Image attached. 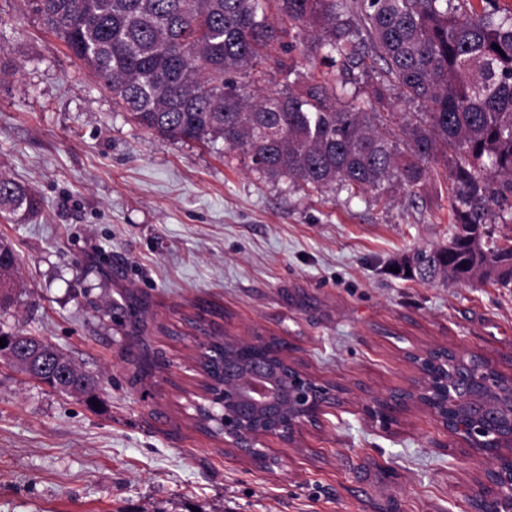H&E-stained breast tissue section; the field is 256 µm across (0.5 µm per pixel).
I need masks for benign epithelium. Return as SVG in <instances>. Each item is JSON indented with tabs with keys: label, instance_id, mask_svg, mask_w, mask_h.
<instances>
[{
	"label": "benign epithelium",
	"instance_id": "benign-epithelium-1",
	"mask_svg": "<svg viewBox=\"0 0 512 512\" xmlns=\"http://www.w3.org/2000/svg\"><path fill=\"white\" fill-rule=\"evenodd\" d=\"M422 379L412 387L376 399L366 412L384 429L397 423L411 404L426 410L448 433L482 455L494 456L487 474L488 497L480 500L479 512H512V389L497 386L486 369L475 370L471 392L459 394L448 378V353L430 357L414 355ZM232 384L205 388L191 401L201 429L224 435V442L257 464L267 462L263 439L288 441L304 425H316L330 408L339 404L336 389L301 370L285 346L275 355L234 361ZM476 403L491 405L498 417L490 426L476 415L467 428L448 423V408Z\"/></svg>",
	"mask_w": 512,
	"mask_h": 512
}]
</instances>
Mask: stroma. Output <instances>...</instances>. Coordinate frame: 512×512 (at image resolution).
Returning <instances> with one entry per match:
<instances>
[{
    "label": "stroma",
    "instance_id": "1",
    "mask_svg": "<svg viewBox=\"0 0 512 512\" xmlns=\"http://www.w3.org/2000/svg\"><path fill=\"white\" fill-rule=\"evenodd\" d=\"M0 171L43 200L26 223L0 218L19 259L0 331L99 382L90 406L0 356V512H475L492 458L423 410L388 430L362 410L418 381L408 355L436 345L512 375V288L392 272L447 243L443 177L350 202L150 132L26 0H0ZM205 303L345 390L320 426L264 440L270 468L196 426L199 334L167 330Z\"/></svg>",
    "mask_w": 512,
    "mask_h": 512
}]
</instances>
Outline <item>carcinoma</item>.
Segmentation results:
<instances>
[{"label": "carcinoma", "instance_id": "cac0c4a2", "mask_svg": "<svg viewBox=\"0 0 512 512\" xmlns=\"http://www.w3.org/2000/svg\"><path fill=\"white\" fill-rule=\"evenodd\" d=\"M29 0L33 13L112 92L114 103L162 136L225 148L250 169L351 201L412 196L443 169L453 225L448 244L416 249L399 275L424 283L512 286V8L484 0ZM313 44L324 70L292 52ZM499 49H494V46ZM275 48L281 54L272 55ZM288 78L260 87L267 61ZM252 71L254 88L237 74ZM418 106V112L394 108ZM42 199L0 172V217L23 223ZM18 258L0 245V306ZM224 317L205 305L196 329ZM480 358L457 361L465 382ZM95 399L97 380L70 366L62 383Z\"/></svg>", "mask_w": 512, "mask_h": 512}]
</instances>
